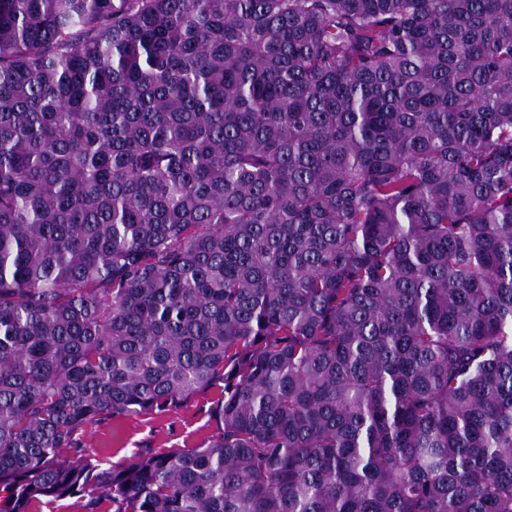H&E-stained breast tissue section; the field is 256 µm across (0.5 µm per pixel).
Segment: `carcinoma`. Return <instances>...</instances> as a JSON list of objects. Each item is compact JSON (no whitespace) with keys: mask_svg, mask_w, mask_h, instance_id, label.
I'll use <instances>...</instances> for the list:
<instances>
[{"mask_svg":"<svg viewBox=\"0 0 512 512\" xmlns=\"http://www.w3.org/2000/svg\"><path fill=\"white\" fill-rule=\"evenodd\" d=\"M71 498L512 512V0H0V512ZM211 399L210 395H197L164 414L99 422L88 426L82 438L104 467L141 450L194 448L213 432Z\"/></svg>","mask_w":512,"mask_h":512,"instance_id":"1","label":"carcinoma"}]
</instances>
